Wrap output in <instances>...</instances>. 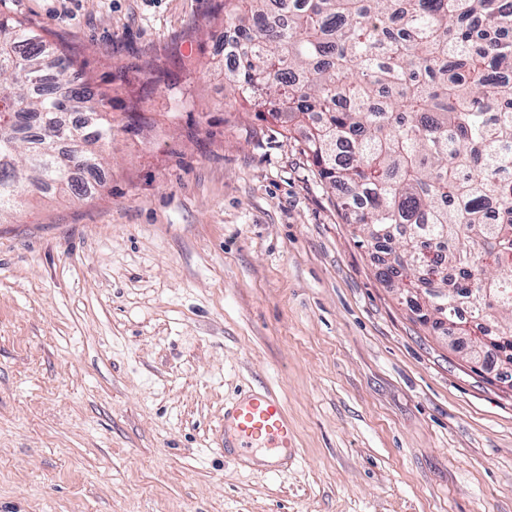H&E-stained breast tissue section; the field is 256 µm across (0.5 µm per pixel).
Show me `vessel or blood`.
Returning <instances> with one entry per match:
<instances>
[{
	"label": "vessel or blood",
	"instance_id": "obj_1",
	"mask_svg": "<svg viewBox=\"0 0 512 512\" xmlns=\"http://www.w3.org/2000/svg\"><path fill=\"white\" fill-rule=\"evenodd\" d=\"M294 431L283 404L271 394L247 390L224 415V444L252 457L259 448L286 449Z\"/></svg>",
	"mask_w": 512,
	"mask_h": 512
}]
</instances>
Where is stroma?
Returning a JSON list of instances; mask_svg holds the SVG:
<instances>
[{"instance_id": "stroma-1", "label": "stroma", "mask_w": 512, "mask_h": 512, "mask_svg": "<svg viewBox=\"0 0 512 512\" xmlns=\"http://www.w3.org/2000/svg\"><path fill=\"white\" fill-rule=\"evenodd\" d=\"M112 87L99 193L0 216V512H512V395L380 281L244 111L224 0H0ZM269 390L283 474L225 457ZM293 442L294 431L283 404L265 391H244L224 413V447L238 448L243 458L252 457L257 448L281 450Z\"/></svg>"}]
</instances>
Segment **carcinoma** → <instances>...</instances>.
Here are the masks:
<instances>
[{
    "instance_id": "1",
    "label": "carcinoma",
    "mask_w": 512,
    "mask_h": 512,
    "mask_svg": "<svg viewBox=\"0 0 512 512\" xmlns=\"http://www.w3.org/2000/svg\"><path fill=\"white\" fill-rule=\"evenodd\" d=\"M278 2L224 0L240 38L226 81L283 137L304 134L417 321L444 305L457 335L489 337L512 365V0ZM72 66L0 15V214L32 189L81 196L75 174L100 168L112 119L63 115L106 112L112 92L72 84Z\"/></svg>"
}]
</instances>
